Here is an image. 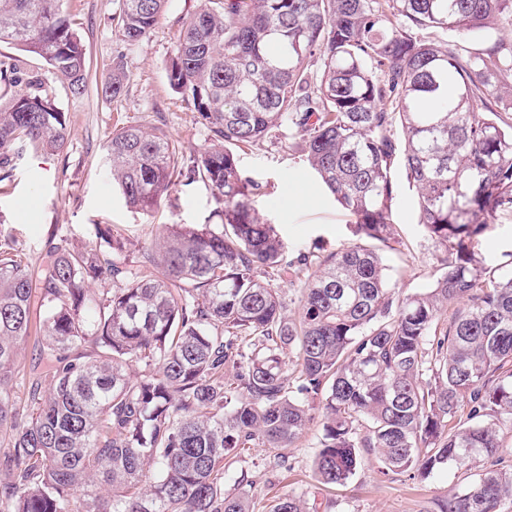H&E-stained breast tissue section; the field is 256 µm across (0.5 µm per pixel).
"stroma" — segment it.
<instances>
[{
	"label": "stroma",
	"mask_w": 512,
	"mask_h": 512,
	"mask_svg": "<svg viewBox=\"0 0 512 512\" xmlns=\"http://www.w3.org/2000/svg\"><path fill=\"white\" fill-rule=\"evenodd\" d=\"M199 0H168L167 9L149 38L121 41L113 17L121 0H65V7L86 53L89 83L83 95H72L40 58L27 60L57 106L68 117V141L57 155L24 154L0 180V252L18 254L38 270L55 244H99V230L108 228L133 241L150 243L169 224H213L221 203L216 191L200 182L178 181L150 213L128 208L113 187L106 147L114 129L139 125L165 134L186 154L206 148L210 132L194 120L168 84L165 62L175 49L183 20ZM122 60L129 77L125 94L106 98L102 83L114 60ZM242 167L261 190L254 208L274 224L290 256L319 248L333 251L356 243L354 219L312 174L293 132L281 128L273 141L241 151ZM398 190L392 204L393 238L379 253L390 283L403 292L428 288L440 273L438 247L419 222L418 196L403 165H395ZM488 264L512 252V210L500 212L472 244ZM320 420L290 448V468L270 463L265 449L241 453L238 466L252 473L258 508L274 497L304 495L319 512H436L438 500L465 484L460 473L444 469L428 480L410 474L380 475L373 456L345 485L317 482L311 465Z\"/></svg>",
	"instance_id": "1"
}]
</instances>
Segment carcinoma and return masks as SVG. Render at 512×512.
<instances>
[{"label":"carcinoma","mask_w":512,"mask_h":512,"mask_svg":"<svg viewBox=\"0 0 512 512\" xmlns=\"http://www.w3.org/2000/svg\"><path fill=\"white\" fill-rule=\"evenodd\" d=\"M166 5L121 0V40L149 37ZM511 17L512 0H202L166 75L211 145L187 157L130 125L112 132L106 160L131 208L152 211L176 178L201 180L220 196V223L167 225L134 266L115 261L133 243L106 231L105 250L54 246L40 292L28 265L0 257V440L11 448L0 512H255L248 473L224 493L233 459L264 448L288 468L316 410L320 483L346 484L366 453L384 476L422 480L484 461L440 512H499L512 498V254L487 265L471 243L512 208V42L493 38ZM448 31L457 37H435ZM0 44L86 91L65 0H0ZM127 80L115 61L105 96ZM0 84L13 89L0 98V167L60 152L66 115L41 81L8 57ZM288 124L356 234L384 245L403 163L443 254L429 288H392L360 244L288 255L251 208L260 185L237 159ZM153 265L160 274L142 273ZM273 277L299 284L297 313ZM31 337L41 365L22 405L13 375ZM268 512L310 507L288 494Z\"/></svg>","instance_id":"1"}]
</instances>
